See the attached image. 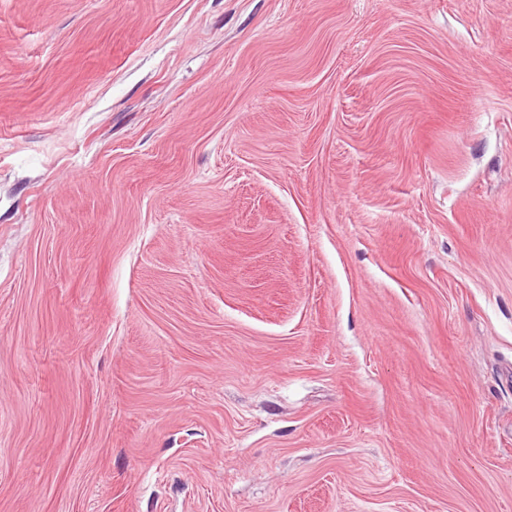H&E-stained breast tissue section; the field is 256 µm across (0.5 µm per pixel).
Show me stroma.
<instances>
[{"label":"stroma","instance_id":"35a3bbf8","mask_svg":"<svg viewBox=\"0 0 512 512\" xmlns=\"http://www.w3.org/2000/svg\"><path fill=\"white\" fill-rule=\"evenodd\" d=\"M0 512H512V0H0Z\"/></svg>","mask_w":512,"mask_h":512}]
</instances>
